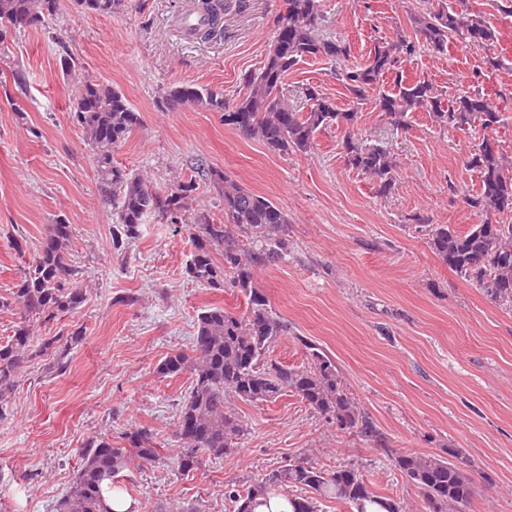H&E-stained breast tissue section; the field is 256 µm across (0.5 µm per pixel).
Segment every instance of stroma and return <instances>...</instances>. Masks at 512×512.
<instances>
[{"mask_svg":"<svg viewBox=\"0 0 512 512\" xmlns=\"http://www.w3.org/2000/svg\"><path fill=\"white\" fill-rule=\"evenodd\" d=\"M187 2L123 0L120 14L104 18L60 0L52 19L12 31L0 44V343L21 325L4 301L50 224L72 225L68 251L85 292L73 313L33 327L37 336H69L67 370L59 371L53 354L34 356L0 399V512H53L90 438L121 446L126 432L142 427L153 433L160 458L132 460L116 480L137 512H233L228 487L245 488L301 455L326 467L354 463L375 491L418 505L417 489L384 455L290 393L234 402L247 426L238 449L201 455L188 472L174 467L182 448L176 422L193 377L164 376L157 367L173 351L191 352L204 309L247 312L223 248L212 253L224 287L201 286L185 272L203 224L224 217L214 170L288 215L286 259L253 269L254 287L292 329L273 343V358L299 366L307 361L301 338L321 345L390 444L434 456L457 450L478 487L471 512H512V308L449 269L432 251L428 227L413 220L422 214L459 230L483 223L463 200L478 183L464 163L474 137L440 128L425 112L396 130L364 106L357 137L389 143L398 161L395 185L382 196L347 165L343 129L319 133L308 153L279 155L225 125L222 113L169 106L166 94L179 85L244 96L240 78L261 66L283 7V0H246V9L225 12L222 36L202 41L179 32ZM504 4L467 0L498 31L491 49L457 42L444 55L422 52L406 69L452 95L482 90L507 117L496 137L512 161V13ZM428 6L323 0L319 32L349 42L361 62ZM87 78L123 92L141 115L114 154L119 165L144 174L163 196L196 182L181 222L148 216L120 252L112 246L114 210L70 112ZM287 84L295 108L305 105V85L338 109L349 107L330 63H300Z\"/></svg>","mask_w":512,"mask_h":512,"instance_id":"35a3bbf8","label":"stroma"}]
</instances>
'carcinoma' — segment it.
Returning <instances> with one entry per match:
<instances>
[{
  "label": "carcinoma",
  "instance_id": "carcinoma-1",
  "mask_svg": "<svg viewBox=\"0 0 512 512\" xmlns=\"http://www.w3.org/2000/svg\"><path fill=\"white\" fill-rule=\"evenodd\" d=\"M73 2L82 13L111 17L121 10L123 0ZM204 2L205 23L199 35L214 38L222 33L220 21L227 4L224 0ZM59 5L60 0H0V42L13 28L54 16ZM321 15L322 0H285L263 65L242 75L244 97L231 102L219 91L179 86L169 91L167 100L172 105L222 112L225 124L279 155L306 153L318 132L343 127L347 164L373 180L381 195L388 194L395 184L397 162L385 143L365 142L354 135L360 106L372 102L396 129L408 127L410 114L427 112L441 128L480 131L481 141L466 160L467 167L478 174L479 186L464 195V202L485 215L486 221L471 225L466 232L448 224L432 225L429 217L421 214L415 215L414 221L431 225L430 246L444 264L475 282L494 302L511 308L512 171L494 137L505 126L504 112L479 90L449 97L431 79H410L403 70V63L417 57L423 47L445 54L455 41L489 46L497 41L494 29L482 15L436 0L425 12L410 18L412 31L399 30L390 40L375 43L366 61L356 64L351 61L349 43L318 33ZM310 59L341 64L336 76L352 107L337 109L311 86L303 88L309 102L307 111L300 112L289 103L283 93L285 80L296 66ZM70 112L93 151L99 189L116 212L114 248L136 237L145 218L156 211L170 214L172 223H178V212L194 191L195 180L178 184L163 200L141 174L113 161L115 148L140 125L139 113L124 94L87 78L81 82ZM219 178L224 185V222L204 225L203 234L224 245V266L234 273L232 284L245 293L248 307L242 317L219 307L199 313L194 355L175 351L158 368L164 375L188 369L193 376L176 423L175 436L184 448L175 458L177 469L194 468L200 452L219 458L238 448L246 428L230 406L231 400L259 404L291 392L337 428L350 430L380 449L392 467L418 489L421 512H469L475 490L458 453L450 451L448 457L438 458L391 447L346 391L336 362L318 345L297 337L307 356L302 366L288 367L270 356L271 345L290 328L253 287L252 270L256 265L277 264L288 255V217L272 201L245 190L230 176L221 174ZM71 237V225H49L38 256L12 291L21 319L34 318L48 326L85 301L83 290L71 282L75 276L69 264ZM186 272L202 285L223 287L206 244L196 246ZM32 339V329L23 325L7 343L0 344V397L14 390L24 365L33 357ZM124 438L126 446H114L110 439L97 437L81 449L82 467L57 501L55 512H110L104 490L112 488L128 460L135 456L152 463L158 456L148 429L126 432ZM282 490L293 492V512H321L322 501L333 498L350 504L354 512H407L403 501L373 490L356 464L325 468L306 457L287 460L261 481L229 491L228 497L235 503V512H254L258 499Z\"/></svg>",
  "mask_w": 512,
  "mask_h": 512
}]
</instances>
